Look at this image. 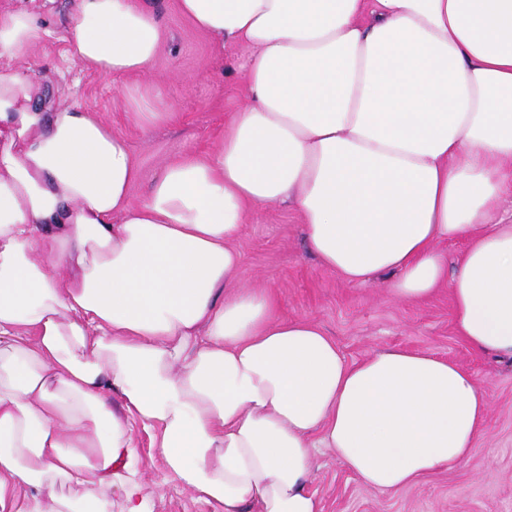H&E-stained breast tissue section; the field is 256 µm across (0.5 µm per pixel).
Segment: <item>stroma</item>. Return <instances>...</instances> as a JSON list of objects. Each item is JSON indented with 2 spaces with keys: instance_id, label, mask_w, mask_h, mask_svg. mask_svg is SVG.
I'll return each instance as SVG.
<instances>
[{
  "instance_id": "stroma-1",
  "label": "stroma",
  "mask_w": 512,
  "mask_h": 512,
  "mask_svg": "<svg viewBox=\"0 0 512 512\" xmlns=\"http://www.w3.org/2000/svg\"><path fill=\"white\" fill-rule=\"evenodd\" d=\"M158 12L163 38L146 81L160 88L169 120L135 126L130 113L153 105L136 94L135 81L100 76L68 55L62 36L71 22L70 0L44 8L47 31L31 61L43 93L98 112L113 132L128 138L140 168L132 189L136 203L168 161L213 152L225 122L245 102L240 49L231 43L216 47L181 13L179 0H158ZM236 246L242 255L240 285L273 290L280 317L314 319L348 361L388 348L428 350L476 374L489 397L477 451L453 470L426 475L406 489L369 488L319 449L310 489L323 512H512V361L476 352L456 336L447 286L406 302L389 296L387 276L363 284L344 280L307 251L299 216L285 204L253 213ZM134 444L154 493V512H211L190 492L167 483L155 433L136 431Z\"/></svg>"
}]
</instances>
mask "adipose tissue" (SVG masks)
Returning <instances> with one entry per match:
<instances>
[{
	"label": "adipose tissue",
	"instance_id": "1",
	"mask_svg": "<svg viewBox=\"0 0 512 512\" xmlns=\"http://www.w3.org/2000/svg\"><path fill=\"white\" fill-rule=\"evenodd\" d=\"M245 50L246 104L140 203L126 136L46 100L38 14L0 0V512H153L133 448L214 512H322L318 448L397 491L477 450L480 380L424 350L350 363L243 288L246 216L282 202L346 281L449 282L455 332L512 358V0H180ZM63 40L140 79L153 0H73ZM466 246L449 264L440 242Z\"/></svg>",
	"mask_w": 512,
	"mask_h": 512
}]
</instances>
